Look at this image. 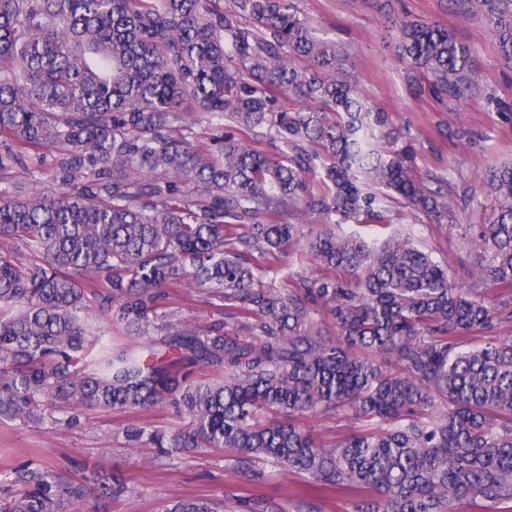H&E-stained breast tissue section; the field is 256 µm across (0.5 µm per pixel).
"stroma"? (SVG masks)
<instances>
[{"label":"stroma","mask_w":512,"mask_h":512,"mask_svg":"<svg viewBox=\"0 0 512 512\" xmlns=\"http://www.w3.org/2000/svg\"><path fill=\"white\" fill-rule=\"evenodd\" d=\"M300 8L313 27L347 49L350 73L366 99L421 142L418 170L448 176L458 200L457 223L417 222L412 230L415 241L434 259L464 272L478 256L472 240L491 202L481 175L489 166L512 164V111L499 107L503 101L512 104V63L499 56L487 22L479 16H460L448 0H300ZM403 14L437 21L471 46L477 59L478 96L443 101L428 85L408 82L406 65L388 34L392 19ZM130 419L127 413L92 412L73 426L0 424V473L38 459L88 471L103 467L127 483L124 497L91 499L75 505L72 512H157L164 498L225 499L237 492L238 479L220 449L206 448L173 461L150 448L149 463L134 462L117 435L118 427ZM288 485L319 512L352 510L348 496L321 490L304 476L288 475L284 483L266 486L265 492L281 501Z\"/></svg>","instance_id":"stroma-1"}]
</instances>
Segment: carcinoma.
<instances>
[{
	"label": "carcinoma",
	"instance_id": "obj_1",
	"mask_svg": "<svg viewBox=\"0 0 512 512\" xmlns=\"http://www.w3.org/2000/svg\"><path fill=\"white\" fill-rule=\"evenodd\" d=\"M451 3L512 61V0ZM393 41L409 81L477 93L452 31L405 16ZM347 62L296 0H0V424L166 404L184 426L127 423L124 447L224 449L233 512H285L262 488L290 473L353 512H512V336L467 342L512 330V294H481L512 290V165L485 172V248L464 283L406 234L337 233L389 225L395 204L457 223L448 178L416 170ZM27 158L29 187L12 176ZM296 253L316 274L276 286ZM186 300L211 315L182 318ZM105 324L133 343L112 346ZM336 413L360 429L318 441L303 425ZM127 492L103 468L27 467L0 480V512Z\"/></svg>",
	"mask_w": 512,
	"mask_h": 512
}]
</instances>
